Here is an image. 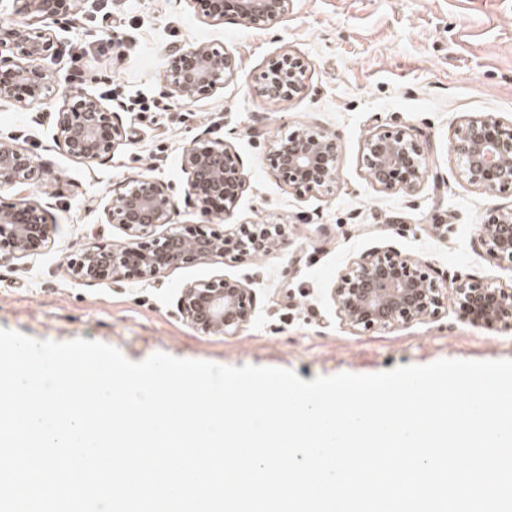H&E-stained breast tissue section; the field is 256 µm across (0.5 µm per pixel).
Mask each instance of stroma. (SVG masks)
Here are the masks:
<instances>
[{
	"label": "stroma",
	"mask_w": 512,
	"mask_h": 512,
	"mask_svg": "<svg viewBox=\"0 0 512 512\" xmlns=\"http://www.w3.org/2000/svg\"><path fill=\"white\" fill-rule=\"evenodd\" d=\"M53 34L56 50L40 64L54 73L57 92L24 108L0 104V139L47 171L32 196L53 226L38 251L0 260V328L105 343L134 362L163 352L290 369L306 382L439 359L512 360V327L472 325L453 298L436 316L377 332L344 324L331 299L348 265L380 249L419 260L443 283L461 276L512 289V264L489 256L479 232L491 210L512 209V191L468 184L451 147L465 119L490 113L512 123V0H290L268 29L231 16L207 23L191 0H86ZM199 44L223 47L240 68L211 95L173 102L163 80L168 54ZM286 53L306 65L304 90L281 101L255 94L256 77ZM81 93L114 108L125 130L112 156L92 165L53 141L56 112ZM136 93L159 111L116 110ZM379 123L418 140L427 175L417 191H381L362 166L363 143ZM300 126L338 142L332 195L295 193L266 160L270 140ZM197 137L225 140L243 162L246 188L230 215L203 214L185 196L181 155ZM142 174L173 187L180 231L269 222L282 225L284 243L265 256L178 266L150 279H73L75 252L127 243L105 211L120 185ZM224 275L253 289L254 315L234 335L206 334L182 317L178 297L186 285Z\"/></svg>",
	"instance_id": "35a3bbf8"
}]
</instances>
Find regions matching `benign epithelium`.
<instances>
[{
  "instance_id": "benign-epithelium-1",
  "label": "benign epithelium",
  "mask_w": 512,
  "mask_h": 512,
  "mask_svg": "<svg viewBox=\"0 0 512 512\" xmlns=\"http://www.w3.org/2000/svg\"><path fill=\"white\" fill-rule=\"evenodd\" d=\"M23 22L0 26V55L21 62L7 68L0 59V102L26 107L56 91L54 74L29 64L48 55L54 39L35 27L47 19L73 16L85 0H22ZM200 14L222 23L232 15L243 25L269 28L288 11V0H194ZM164 70L171 96L194 100L206 96L232 78L237 60L224 49L199 44L174 50ZM305 67L285 54L256 82L255 91L272 101L285 100L301 91ZM55 141L67 155L84 162L112 156L124 130L114 122L112 110L93 95L72 97L55 117ZM453 151L462 164L463 179L489 194L512 190V127L486 115L466 120L453 133ZM267 161L285 185L298 193L328 195L339 180V146L336 138L309 128H297L273 138ZM188 174L187 196L196 197L205 211L230 212L246 185L242 161L220 139L195 140L182 153ZM362 164L382 191H416L425 176V156L413 134L376 126L363 144ZM44 174L36 158L5 139L0 140V191L33 186ZM178 201L162 181L142 175L124 183L106 211L110 224H119L130 237L122 246L100 244L81 250L68 263L72 278L93 282L110 278H154L179 265L207 263L231 257L243 260L277 249L282 226L274 223L240 225L231 234L188 237L172 226ZM169 232L153 236L155 227ZM38 203L23 196L0 206V252L24 258L50 238ZM487 252L512 263V211L495 210L480 225ZM451 294L465 318L474 326L512 323V289L490 288L466 279L443 287L418 260L395 250L373 252L351 265L336 280L331 296L342 322L361 331L386 330L435 315L445 294ZM181 315L211 335H233L254 312V291L237 279L215 277L182 289Z\"/></svg>"
}]
</instances>
